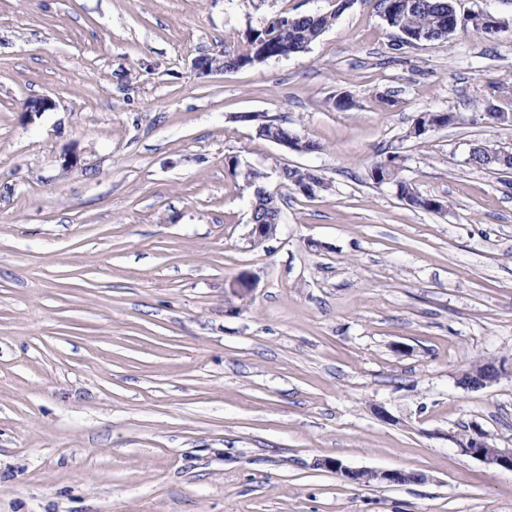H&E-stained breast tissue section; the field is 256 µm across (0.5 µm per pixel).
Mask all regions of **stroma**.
<instances>
[{"instance_id":"stroma-1","label":"stroma","mask_w":512,"mask_h":512,"mask_svg":"<svg viewBox=\"0 0 512 512\" xmlns=\"http://www.w3.org/2000/svg\"><path fill=\"white\" fill-rule=\"evenodd\" d=\"M454 6L509 29L406 45L380 0H0V512H512V471L455 444L512 449V374L460 382L512 364V184L469 162L512 151L483 116L487 83L512 85V0ZM333 10L306 52L192 68ZM423 111L455 122L407 138ZM384 152L445 208L375 184ZM233 156L325 185L283 190L254 247ZM325 459L415 479L350 484ZM264 129L263 137L274 144L282 147L288 152L295 153H310L312 151H317L320 149V146L313 142L308 141L305 138H302L295 132L288 129L285 131L281 127V123H278L276 126H273L269 129V127L265 124H257L256 131L257 133ZM309 142V149L305 147V145ZM480 431L461 436L456 442L464 455L481 460L487 466L512 471V450L490 446Z\"/></svg>"}]
</instances>
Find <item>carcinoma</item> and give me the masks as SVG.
Here are the masks:
<instances>
[{
	"label": "carcinoma",
	"instance_id": "cac0c4a2",
	"mask_svg": "<svg viewBox=\"0 0 512 512\" xmlns=\"http://www.w3.org/2000/svg\"><path fill=\"white\" fill-rule=\"evenodd\" d=\"M387 25L403 36V42L412 44L421 37L428 42H448L453 33L448 31V11L452 0H381ZM337 9L318 18L305 14L279 15L259 29L252 30L246 41L233 48L224 49V62L232 69L253 67L280 56L305 52L330 26L333 25ZM370 175L374 183L388 182L398 198L406 199L410 206L425 211H440L444 204L418 192L400 175L398 155L387 153L379 156L371 165ZM321 183L320 178L308 169L288 167L282 177L281 186L299 191Z\"/></svg>",
	"mask_w": 512,
	"mask_h": 512
}]
</instances>
